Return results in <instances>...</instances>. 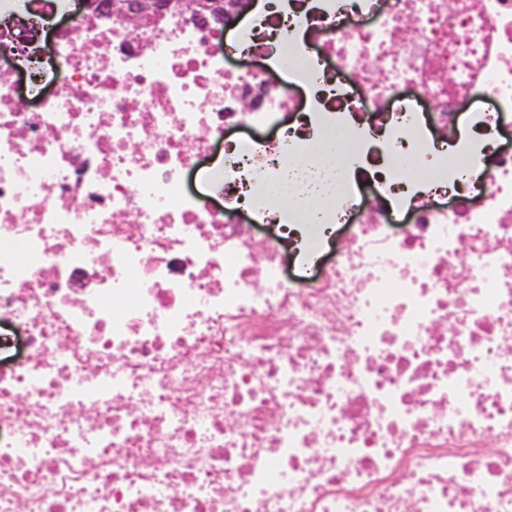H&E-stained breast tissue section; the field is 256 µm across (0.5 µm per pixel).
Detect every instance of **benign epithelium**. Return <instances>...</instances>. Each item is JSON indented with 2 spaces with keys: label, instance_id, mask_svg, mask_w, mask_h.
<instances>
[{
  "label": "benign epithelium",
  "instance_id": "obj_1",
  "mask_svg": "<svg viewBox=\"0 0 512 512\" xmlns=\"http://www.w3.org/2000/svg\"><path fill=\"white\" fill-rule=\"evenodd\" d=\"M85 5L103 19L118 11L134 23L147 16L188 10L200 27L210 30L227 26L235 17L232 9L237 7L232 2L230 9H225L224 0H86Z\"/></svg>",
  "mask_w": 512,
  "mask_h": 512
}]
</instances>
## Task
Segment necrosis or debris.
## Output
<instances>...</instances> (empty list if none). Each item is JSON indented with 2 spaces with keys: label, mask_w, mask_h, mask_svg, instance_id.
Listing matches in <instances>:
<instances>
[{
  "label": "necrosis or debris",
  "mask_w": 512,
  "mask_h": 512,
  "mask_svg": "<svg viewBox=\"0 0 512 512\" xmlns=\"http://www.w3.org/2000/svg\"><path fill=\"white\" fill-rule=\"evenodd\" d=\"M18 2L0 512H512V0H280L231 45ZM328 136L340 191L275 207Z\"/></svg>",
  "instance_id": "1"
}]
</instances>
